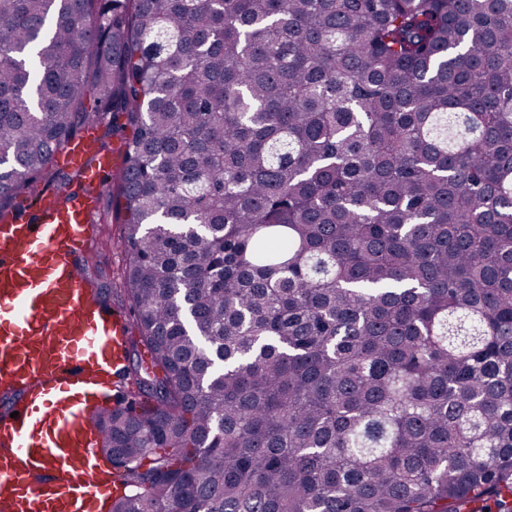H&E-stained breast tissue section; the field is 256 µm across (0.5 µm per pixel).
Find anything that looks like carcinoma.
Here are the masks:
<instances>
[{
    "label": "carcinoma",
    "instance_id": "1",
    "mask_svg": "<svg viewBox=\"0 0 512 512\" xmlns=\"http://www.w3.org/2000/svg\"><path fill=\"white\" fill-rule=\"evenodd\" d=\"M104 112L109 512H512V0H0V213Z\"/></svg>",
    "mask_w": 512,
    "mask_h": 512
}]
</instances>
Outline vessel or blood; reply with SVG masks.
Instances as JSON below:
<instances>
[{
  "label": "vessel or blood",
  "mask_w": 512,
  "mask_h": 512,
  "mask_svg": "<svg viewBox=\"0 0 512 512\" xmlns=\"http://www.w3.org/2000/svg\"><path fill=\"white\" fill-rule=\"evenodd\" d=\"M101 188L0 219V512H97L112 483L86 410L119 394L130 323L78 268Z\"/></svg>",
  "instance_id": "1"
}]
</instances>
